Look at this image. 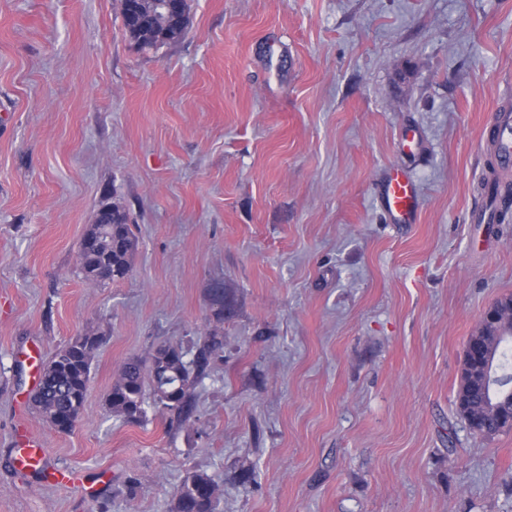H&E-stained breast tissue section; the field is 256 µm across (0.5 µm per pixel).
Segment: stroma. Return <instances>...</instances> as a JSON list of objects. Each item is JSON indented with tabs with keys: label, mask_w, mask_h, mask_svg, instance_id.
Instances as JSON below:
<instances>
[{
	"label": "stroma",
	"mask_w": 512,
	"mask_h": 512,
	"mask_svg": "<svg viewBox=\"0 0 512 512\" xmlns=\"http://www.w3.org/2000/svg\"><path fill=\"white\" fill-rule=\"evenodd\" d=\"M510 102L512 0H189L155 49L118 0H0V512H169L195 470L220 512H512V429L475 434L456 403L512 295V198L471 220L512 183L489 143ZM395 166L417 223L379 204ZM116 200L132 271L93 285L80 244ZM213 331L188 421L108 414L126 360ZM86 333L60 432L22 354ZM25 432L48 475L15 468Z\"/></svg>",
	"instance_id": "obj_1"
}]
</instances>
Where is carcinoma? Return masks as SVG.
I'll list each match as a JSON object with an SVG mask.
<instances>
[{"label":"carcinoma","mask_w":512,"mask_h":512,"mask_svg":"<svg viewBox=\"0 0 512 512\" xmlns=\"http://www.w3.org/2000/svg\"><path fill=\"white\" fill-rule=\"evenodd\" d=\"M149 0H121V17L125 32L142 48L155 47L180 39L186 28L188 0H181L177 16L153 12ZM136 250V238L119 204H112V223L93 224L84 235L78 254L79 269L85 279L101 283L118 282L131 271L130 259ZM224 337L209 334L192 343V359L183 358L179 347L157 348L146 364L130 359L122 364L106 396L108 413L126 421L138 422L145 410V394L153 405L185 419L192 413L193 390L209 375ZM100 337L84 334L69 341L42 365L40 384L31 397L33 407L50 426L61 430L58 415L76 422L85 409L90 387L91 365ZM506 341L494 347L495 363L491 379L485 385H469L470 351H465L462 381L457 392L458 411L470 430L492 436L509 428L505 421L486 415V400L491 387L512 388V371L498 363L504 356ZM216 485L205 472L186 474L176 488L170 512H217L221 497L212 494Z\"/></svg>","instance_id":"obj_1"}]
</instances>
